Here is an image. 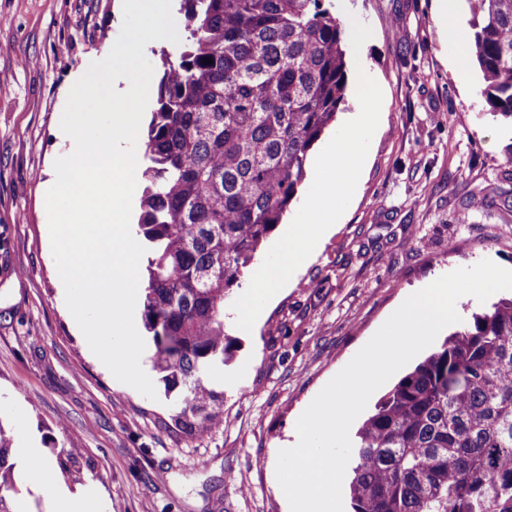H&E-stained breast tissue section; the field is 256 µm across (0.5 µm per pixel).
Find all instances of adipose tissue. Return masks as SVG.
Here are the masks:
<instances>
[{"instance_id": "obj_1", "label": "adipose tissue", "mask_w": 512, "mask_h": 512, "mask_svg": "<svg viewBox=\"0 0 512 512\" xmlns=\"http://www.w3.org/2000/svg\"><path fill=\"white\" fill-rule=\"evenodd\" d=\"M15 454L27 475L29 488L47 496L49 512H97V503L92 497L80 491L69 490L58 479L51 461L42 449L19 447Z\"/></svg>"}]
</instances>
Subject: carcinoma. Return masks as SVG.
Segmentation results:
<instances>
[{
  "mask_svg": "<svg viewBox=\"0 0 512 512\" xmlns=\"http://www.w3.org/2000/svg\"><path fill=\"white\" fill-rule=\"evenodd\" d=\"M491 113L512 126V0H466ZM163 54L136 236L143 319L175 434L223 422L209 385L232 357L225 309L282 223L346 91L330 0H181ZM210 58L213 63L206 64ZM353 512H512V297L460 323L351 438ZM0 426V512L15 490Z\"/></svg>",
  "mask_w": 512,
  "mask_h": 512,
  "instance_id": "carcinoma-1",
  "label": "carcinoma"
}]
</instances>
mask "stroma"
<instances>
[{
    "label": "stroma",
    "mask_w": 512,
    "mask_h": 512,
    "mask_svg": "<svg viewBox=\"0 0 512 512\" xmlns=\"http://www.w3.org/2000/svg\"><path fill=\"white\" fill-rule=\"evenodd\" d=\"M347 53L341 112L358 105L356 67L384 90L358 196L324 244L271 299L252 332L226 319L232 360L214 376L224 425L166 431L151 400L93 357L65 303L47 236L60 128L88 59L113 46L118 0H0V425L44 448L99 512H286L280 448L319 391L404 297L488 259L512 270V131L493 117L475 60L458 66L433 0H332Z\"/></svg>",
    "instance_id": "stroma-1"
}]
</instances>
